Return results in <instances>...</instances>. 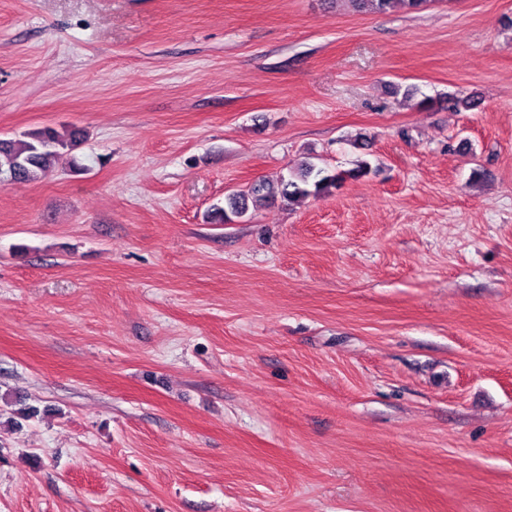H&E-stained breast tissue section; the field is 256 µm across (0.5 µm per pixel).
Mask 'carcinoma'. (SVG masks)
<instances>
[{
    "instance_id": "cac0c4a2",
    "label": "carcinoma",
    "mask_w": 512,
    "mask_h": 512,
    "mask_svg": "<svg viewBox=\"0 0 512 512\" xmlns=\"http://www.w3.org/2000/svg\"><path fill=\"white\" fill-rule=\"evenodd\" d=\"M357 9L365 13H387L394 10L417 11L428 0H352ZM448 109L459 112L481 106L482 98L457 91L447 96ZM84 138V131L76 126L61 128L43 127L17 138L0 139V175L12 181H39L53 172ZM343 180V174L329 171L307 162L287 178L277 183L262 180L253 184L248 196L226 197L228 210L241 217L248 209V202H269L281 199L291 202L308 197H320L332 192Z\"/></svg>"
}]
</instances>
